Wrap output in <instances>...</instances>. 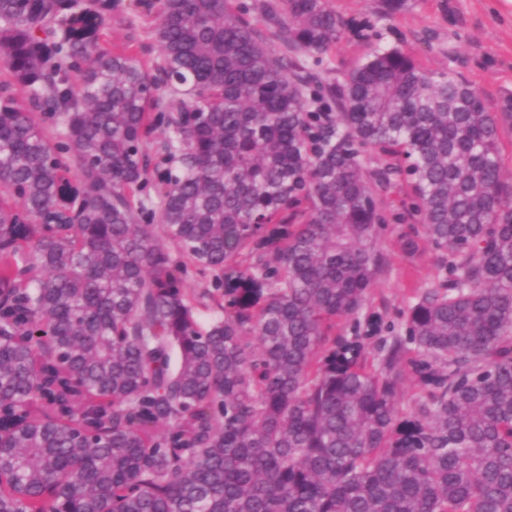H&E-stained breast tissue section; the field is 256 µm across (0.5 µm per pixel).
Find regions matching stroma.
I'll use <instances>...</instances> for the list:
<instances>
[{"mask_svg": "<svg viewBox=\"0 0 512 512\" xmlns=\"http://www.w3.org/2000/svg\"><path fill=\"white\" fill-rule=\"evenodd\" d=\"M328 3L343 19L365 22L366 27L359 32L345 28L323 54L319 69L326 82H343L373 49L401 46L425 69L455 72L488 99L512 92V8L504 0H409L406 10L390 18L380 15L381 0ZM155 21V12L136 0H112L101 43L115 51L133 49L148 70H155L161 61L152 31ZM408 205L409 187L403 180L379 196L385 229L376 245L380 272L367 306L397 328L406 320L413 292L429 287L437 273L432 249L413 257L402 249L401 233L421 225Z\"/></svg>", "mask_w": 512, "mask_h": 512, "instance_id": "35a3bbf8", "label": "stroma"}]
</instances>
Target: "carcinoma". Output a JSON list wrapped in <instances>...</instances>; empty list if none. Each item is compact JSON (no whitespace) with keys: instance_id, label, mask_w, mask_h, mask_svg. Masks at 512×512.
Masks as SVG:
<instances>
[{"instance_id":"obj_1","label":"carcinoma","mask_w":512,"mask_h":512,"mask_svg":"<svg viewBox=\"0 0 512 512\" xmlns=\"http://www.w3.org/2000/svg\"><path fill=\"white\" fill-rule=\"evenodd\" d=\"M111 7L0 0V512H512V93L398 47L325 83L326 0L267 15L288 55L160 0L152 74ZM402 177L439 258L397 332L363 310Z\"/></svg>"}]
</instances>
